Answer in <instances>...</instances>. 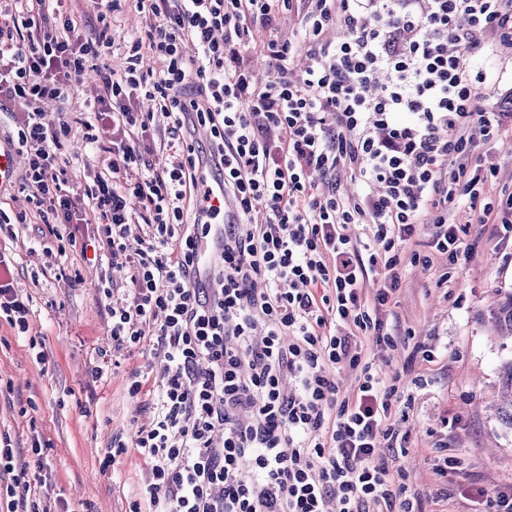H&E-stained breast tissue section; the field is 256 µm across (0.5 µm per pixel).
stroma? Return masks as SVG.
Returning <instances> with one entry per match:
<instances>
[{
    "mask_svg": "<svg viewBox=\"0 0 512 512\" xmlns=\"http://www.w3.org/2000/svg\"><path fill=\"white\" fill-rule=\"evenodd\" d=\"M475 65L489 75L481 106L512 109V47H494ZM477 142L496 168L484 188L490 197L512 186V130ZM450 219L461 224L474 258L440 283L446 259L433 247V225L421 226L401 254L404 276L388 319L400 342L385 356L404 372L408 406L400 427L411 446L399 463L424 512H477V490L512 485V429L495 410L500 367L512 358V343L485 322L488 310L512 291V243L490 236L467 206H454ZM13 231L0 244L14 256L19 292L34 316L24 334L0 319V435L10 437L21 463L31 460L32 441L40 439L43 467L31 486L46 512H130L145 492L144 462L133 450L115 464L106 459L113 437H130L151 419L130 397L128 374L147 369L153 354L146 347L124 351L117 365L92 378L90 369L110 341L98 292L105 267L71 248L64 270H43L36 225L17 224ZM419 253L431 263L416 261ZM33 340L48 352L47 361L36 360ZM441 442L465 461L443 500L434 496L433 472L434 446Z\"/></svg>",
    "mask_w": 512,
    "mask_h": 512,
    "instance_id": "1",
    "label": "stroma"
}]
</instances>
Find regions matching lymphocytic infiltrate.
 Wrapping results in <instances>:
<instances>
[{
    "label": "lymphocytic infiltrate",
    "instance_id": "lymphocytic-infiltrate-1",
    "mask_svg": "<svg viewBox=\"0 0 512 512\" xmlns=\"http://www.w3.org/2000/svg\"><path fill=\"white\" fill-rule=\"evenodd\" d=\"M117 0H103L100 31L83 30L76 0H8L0 7V97L26 112L17 150L25 208L43 236L94 250L125 271L129 288H101L113 351L151 347L156 374L128 375V392L153 383V417L132 442L146 465V497L132 512H423L397 467L410 438L392 422L402 373H383L366 346L395 349L383 308L401 282V250L420 225L449 270L467 263L449 204L481 205V221L512 240V188L485 199L470 132L491 134L512 112H486V72L464 66L492 42L512 45V0H136L154 24L115 44ZM301 13L300 41L268 39L272 72L249 66L257 29ZM340 31L324 40L325 31ZM193 43L197 57H186ZM310 65L296 69L299 55ZM161 65L144 69L145 56ZM98 82L83 112L67 102L84 76ZM147 99L151 111H138ZM207 128L208 142L191 137ZM103 155L91 183L70 189L59 150L73 130ZM210 162L236 204L215 260L217 285L197 278L207 214L192 209L196 172ZM349 169L352 197L331 179ZM137 200L139 213L129 209ZM266 213L249 223L254 211ZM368 225L367 243L350 225ZM0 251V318L21 332L30 309ZM376 282L366 295L368 282ZM355 372L342 393L336 373ZM29 464L0 441L7 512H40Z\"/></svg>",
    "mask_w": 512,
    "mask_h": 512
}]
</instances>
